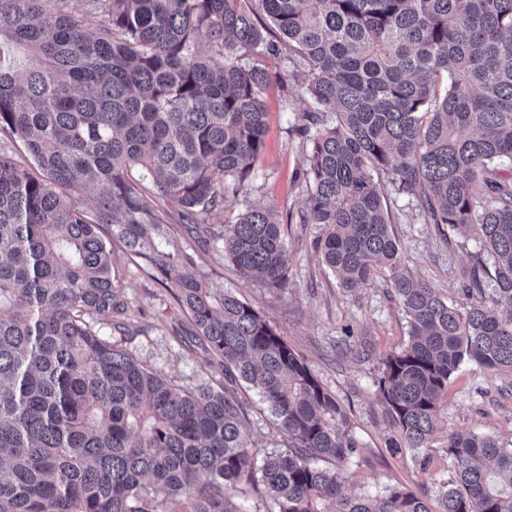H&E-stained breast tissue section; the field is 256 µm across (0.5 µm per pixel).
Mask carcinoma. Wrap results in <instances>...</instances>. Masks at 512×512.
<instances>
[{
    "mask_svg": "<svg viewBox=\"0 0 512 512\" xmlns=\"http://www.w3.org/2000/svg\"><path fill=\"white\" fill-rule=\"evenodd\" d=\"M72 2L0 0V512H247L258 488L277 512H512V448L472 433L448 435L455 480L435 509L399 486L344 494L361 445L336 399L258 311L163 244L168 207L209 236L253 179L266 60L288 47L311 101L300 223L319 227L343 287L388 270L408 341L377 395L391 447H429L462 363L512 372V0ZM381 174L494 258L492 276L470 267L466 303L401 268ZM281 226L252 205L217 236L224 259L286 288ZM114 238L189 315L221 387L176 384L106 333L129 331ZM241 381L283 447L257 449Z\"/></svg>",
    "mask_w": 512,
    "mask_h": 512,
    "instance_id": "cac0c4a2",
    "label": "carcinoma"
}]
</instances>
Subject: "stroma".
Listing matches in <instances>:
<instances>
[{
    "label": "stroma",
    "instance_id": "stroma-1",
    "mask_svg": "<svg viewBox=\"0 0 512 512\" xmlns=\"http://www.w3.org/2000/svg\"><path fill=\"white\" fill-rule=\"evenodd\" d=\"M268 64L270 79L262 94L265 150L253 181L228 199L223 212L213 215L217 229L259 202L283 215L297 212L306 196L301 172L307 167L310 146L296 131L308 108L299 87L300 70L283 53ZM386 194L402 265L442 296L459 300L465 270L478 257L492 264V256L483 254L471 236L425 223L411 199L394 187H387ZM167 222L171 230L166 246L194 252L199 275L258 310L345 412L361 443L358 456L345 469L346 494L379 495L386 487L399 485L431 500L439 482L454 478L446 456L449 433L473 432L512 442V374L467 362L448 388L429 447L389 448L392 429L376 395L377 380L385 355L408 340L407 319L387 272L376 273L361 288H341L312 247L318 234L315 225L284 224L289 285L279 291L242 278L225 262L220 244L197 242L177 211H170ZM113 256L134 320L144 328L127 339V347L173 382L196 380L210 356L192 341L186 315L148 271L130 260L121 243H114ZM240 395L250 407L249 427L260 449L280 446L282 436L261 397L245 387Z\"/></svg>",
    "mask_w": 512,
    "mask_h": 512
}]
</instances>
